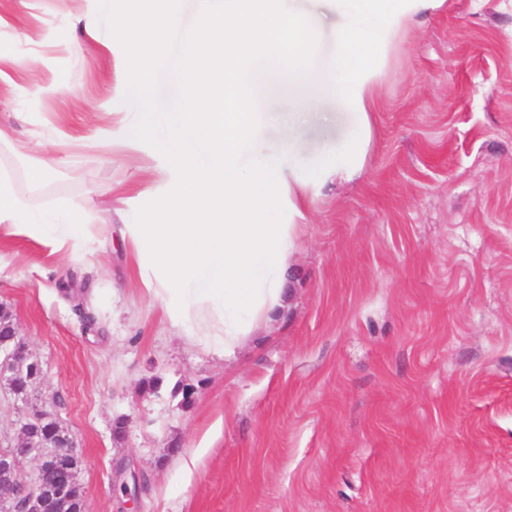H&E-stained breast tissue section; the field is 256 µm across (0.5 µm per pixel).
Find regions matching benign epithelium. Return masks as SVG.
<instances>
[{
  "instance_id": "1",
  "label": "benign epithelium",
  "mask_w": 512,
  "mask_h": 512,
  "mask_svg": "<svg viewBox=\"0 0 512 512\" xmlns=\"http://www.w3.org/2000/svg\"><path fill=\"white\" fill-rule=\"evenodd\" d=\"M0 333L18 338L21 347H0V376H6L17 385H27L32 370L38 365L28 345L19 338L14 321L0 326ZM56 420L53 413L36 410L18 420L19 433L15 442L0 450V500L21 503V512H57L65 502L77 501L85 506L84 489L75 484L73 466L68 449L75 447L71 435L59 428L51 448L44 447L42 423ZM37 460V473L29 483L17 475L28 459Z\"/></svg>"
}]
</instances>
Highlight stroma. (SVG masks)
<instances>
[{
  "label": "stroma",
  "instance_id": "1",
  "mask_svg": "<svg viewBox=\"0 0 512 512\" xmlns=\"http://www.w3.org/2000/svg\"><path fill=\"white\" fill-rule=\"evenodd\" d=\"M280 5L314 28L315 58L336 57L333 0ZM199 22V0H180L138 85L107 0H0V130L60 160L39 186L18 178L34 208L95 193L101 236L172 189L159 173L174 169ZM376 26L364 166L309 187L296 213L268 211L303 227L291 304L233 357L173 332L119 237L93 264L0 238V303L42 366L26 400L0 385V443L53 412L77 443L87 512H512V0H444ZM238 93L245 165L335 160L347 128L317 118L297 129L299 152L283 147L299 95L277 47L247 58ZM148 108L157 139L125 143Z\"/></svg>",
  "mask_w": 512,
  "mask_h": 512
}]
</instances>
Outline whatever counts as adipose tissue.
I'll return each instance as SVG.
<instances>
[{
    "label": "adipose tissue",
    "mask_w": 512,
    "mask_h": 512,
    "mask_svg": "<svg viewBox=\"0 0 512 512\" xmlns=\"http://www.w3.org/2000/svg\"><path fill=\"white\" fill-rule=\"evenodd\" d=\"M177 0H114L112 11L131 48L129 75L152 82L154 58L162 52L177 18ZM217 12L201 0V21L188 59L191 80L183 97L188 105L173 139L190 146L174 155L175 187L151 207L144 223L120 228L123 241L140 252L141 286L162 303L173 328H190L193 339L228 355L246 336L289 307L291 296L282 277L293 258L300 227L268 224L266 212L296 198L310 179L325 182L361 171L371 140L365 93L375 69L371 36L347 23L336 64H311L308 26L286 18L279 0H231ZM288 46L289 76L302 85V107L317 106L328 94L335 65L346 68L344 97L354 106L355 130L342 140L335 164L312 175L286 181L275 165L243 171L238 155L250 124L245 103L236 99L244 60L272 41ZM264 184L265 193L255 191ZM96 211L93 195L50 210H35L20 192L11 170L0 168V235L27 237L68 259L89 260L103 253V241L88 236Z\"/></svg>",
    "instance_id": "obj_1"
}]
</instances>
